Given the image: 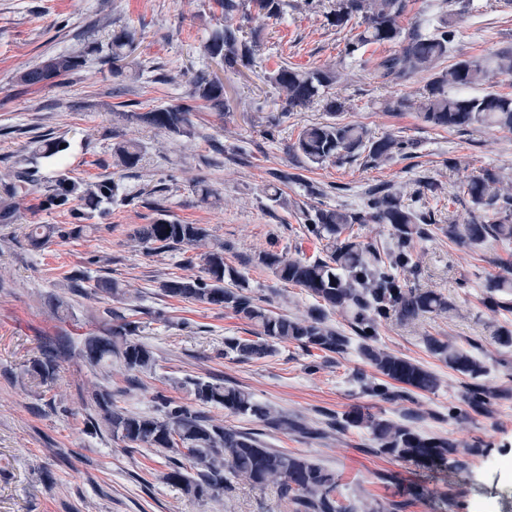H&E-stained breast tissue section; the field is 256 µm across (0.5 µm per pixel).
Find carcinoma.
<instances>
[{
  "mask_svg": "<svg viewBox=\"0 0 512 512\" xmlns=\"http://www.w3.org/2000/svg\"><path fill=\"white\" fill-rule=\"evenodd\" d=\"M224 10V27L213 31L203 44L204 54L227 69L246 66L260 46V35L244 31L241 24L230 20L247 16L252 8L266 18H279L288 8V0H219ZM408 0H336L328 19L339 28L355 22L362 31L348 48L353 54L367 44H393L392 54L375 64L378 77L405 81L418 72H433L426 91L417 97L404 96L385 103L388 112H415L425 123L435 127L460 130L485 125L512 131V96L493 90L495 80L512 75V49L499 50L487 60L461 57L452 65L440 68L454 43L456 30L451 14L439 18L434 31L423 33L419 25L407 30L402 18ZM135 36L128 31L112 35V58L116 63L134 49ZM89 48L82 47L50 57L25 70L21 82L28 87H43L68 76L86 63ZM282 103V111L310 104L321 98L326 89L348 79L343 69L324 67L302 71L281 66L269 76ZM191 101L201 100L222 112L229 107L224 97V83L210 72L194 76L188 94ZM325 107L333 120L305 126L289 150L312 164L342 163L365 156L381 166L397 155L407 154L412 143L394 135L375 137L363 126L337 119L341 105L326 100ZM193 106L180 104L149 112H129L127 117L154 128L179 132L189 124ZM116 165L137 167L140 152L132 141L113 148ZM16 181L5 185L0 196V223L14 217L15 198L23 187L33 183L31 174L21 170ZM116 186L105 178L83 184L63 173L46 187L50 205L69 209L74 219L71 227L59 231L62 236L77 238L85 229L82 221L101 211V205L112 202ZM464 194L473 206L471 217L463 224L448 223V239L463 248H473L492 240L512 242V191L504 187L499 174L484 169L469 178ZM386 224L390 226L391 246L380 249L371 241L359 239L354 226ZM305 234L325 242L323 258L307 260L289 257L277 251H266L259 261L276 277L304 289L314 297L308 315L293 319L275 314L260 305L236 270L225 266L226 245L210 238L200 224H182L165 217L145 224L136 238L154 252L189 247L200 250L204 276L188 279L171 277L160 284L168 297L193 303L224 307L251 322L257 328L255 338H224V354H235L242 360L262 359L276 352L280 344L292 343L308 352L343 353L357 339L358 351L365 365L373 371L355 372L363 391L382 399H398L412 391L433 393L439 379L419 364L393 354L378 344L379 325L395 318L411 322L428 314L446 313L451 308L448 298L429 289L408 285L404 275L420 274V261L415 244L434 236L438 225L423 212L404 204L401 191L393 186L371 190L365 205L358 211L316 207L306 214ZM53 230L35 224L29 233L30 245L46 246ZM486 300L491 308L512 310V262L502 260L498 272L486 282ZM339 313L348 323L353 336L327 324V311ZM139 325L124 315H114L113 323L99 335L83 339L79 355L88 365L109 374L112 360L134 373H150L155 369L153 352L136 339ZM427 351L448 368L470 379L461 394V405L449 409L452 416L482 414L502 393L486 385L484 378L490 367L486 360L448 340L436 336L424 338ZM67 341L57 339L41 347L42 358L33 362L31 372L46 378L54 370ZM196 402L214 405L230 414L249 416L276 429H292L296 424L288 417L257 402L253 395L223 382L196 379L189 382ZM95 416L92 430L107 434L127 449L149 448L164 457L168 470L162 479L179 485L195 498L219 497L232 490V480L243 478L255 486L276 485L280 494L292 501L295 512H357L356 506L341 497L336 473L300 455L264 447L247 432L215 424L201 412L160 398V414L144 415L124 411L114 403L112 389L97 385L90 395ZM364 429L375 445V452L398 461H411L423 466L459 468L464 455H481V448H462L449 437L428 435L411 423L394 421L354 406L336 420V429ZM407 499L382 505L376 500L366 503L364 512H405L421 496L419 486L406 488Z\"/></svg>",
  "mask_w": 512,
  "mask_h": 512,
  "instance_id": "1",
  "label": "carcinoma"
}]
</instances>
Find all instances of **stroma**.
I'll list each match as a JSON object with an SVG mask.
<instances>
[{
	"label": "stroma",
	"instance_id": "obj_1",
	"mask_svg": "<svg viewBox=\"0 0 512 512\" xmlns=\"http://www.w3.org/2000/svg\"><path fill=\"white\" fill-rule=\"evenodd\" d=\"M330 5L331 0H320L316 8L292 9L279 20L253 19L261 31L254 61L220 72L232 110L220 114L198 104L190 124L173 133L130 123L125 111L180 104L195 72L211 68L201 44L224 25L216 0H0V185L21 169L38 183L19 193L12 223L0 224V512H293L272 484L238 481L217 499L189 496L162 481V456L123 448L94 433L86 422L92 388L102 376L76 354L60 358L47 380L29 375L47 339L62 336L79 346L116 312L138 322V339L156 358L153 373L140 375L135 384L130 372L113 363L119 408L155 415L162 395L191 406L189 379L223 381L288 414L303 432L276 430L218 406L204 407V415L257 433L267 447L316 460L339 476L342 497L386 502L396 499L400 486L416 483L424 494L406 512H512V358L504 359L496 343L497 329L512 327V311L484 303L494 262L511 257L512 244L464 249L440 232L417 244L418 285L443 294L452 308L409 323L383 321L379 341L434 371L440 384L433 393L383 401L363 392L354 379L363 365L354 347L327 356L282 344L274 355L249 361L225 353V337H252L250 322L224 308L164 296L159 288L173 276H201L195 249L150 252L133 239L161 208L170 219L203 225L227 244L225 263L245 278L259 304L303 318L313 298L280 281L258 257L268 250L322 256V242L303 231L311 207L358 209L368 188L388 183L403 187L406 205L433 212L444 225L469 219L463 186L472 175L493 169L504 186H512V132L478 125L448 131L412 112L385 111L387 100L422 93L431 73L404 82L377 78L372 64L388 55L389 47L371 45L351 58V34L331 25ZM455 22L449 61L512 48V0H470ZM123 29L135 32L136 43L116 75L107 58L113 33ZM86 45L93 51L85 66L64 84L21 83L29 67ZM284 63L305 69L345 66L347 82L328 92L342 104V122L362 124L377 137L400 136L411 143L410 153L381 167L362 157L341 166L313 165L290 153L298 132L328 114L319 101L282 112L267 76ZM46 136L63 140L64 150L44 156L40 144ZM130 138L140 145L141 161L125 169L114 164L112 149ZM280 171L292 179L274 202L265 191ZM62 173L83 183L111 177L116 195L79 238L55 236L44 248H32L29 225L71 223L66 211L47 206L43 197L44 187ZM199 180L214 190V198H201ZM426 181L437 184L436 193L424 192ZM76 267L90 280L118 281L129 299L79 294L66 277ZM428 336L488 360L487 383L506 392V399L489 414L449 418L448 407L458 402L465 379L427 352ZM353 405L395 421L413 417L420 431L482 447L484 453L448 471L376 455L366 430L339 433L325 424L326 414Z\"/></svg>",
	"mask_w": 512,
	"mask_h": 512
}]
</instances>
